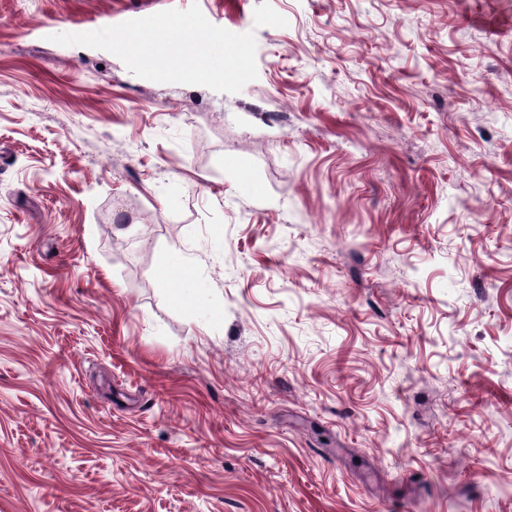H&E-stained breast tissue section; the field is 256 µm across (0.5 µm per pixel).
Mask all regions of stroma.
<instances>
[{
  "mask_svg": "<svg viewBox=\"0 0 512 512\" xmlns=\"http://www.w3.org/2000/svg\"><path fill=\"white\" fill-rule=\"evenodd\" d=\"M0 512H512V0H0Z\"/></svg>",
  "mask_w": 512,
  "mask_h": 512,
  "instance_id": "1",
  "label": "stroma"
}]
</instances>
